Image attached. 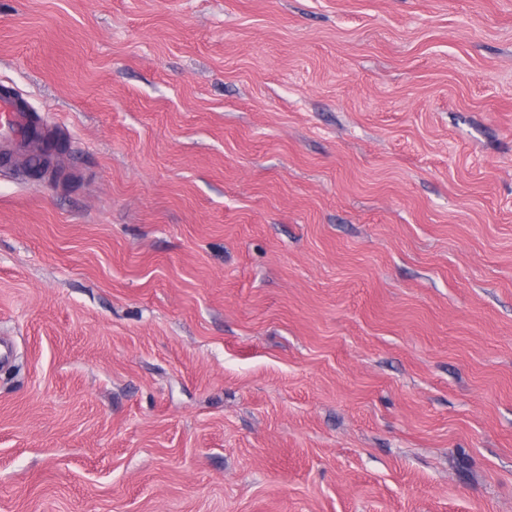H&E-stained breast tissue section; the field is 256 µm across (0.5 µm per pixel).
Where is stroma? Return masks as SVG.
<instances>
[{
	"mask_svg": "<svg viewBox=\"0 0 512 512\" xmlns=\"http://www.w3.org/2000/svg\"><path fill=\"white\" fill-rule=\"evenodd\" d=\"M0 512H512V0H0ZM32 124L31 112L17 95L0 93V159L10 162L31 147Z\"/></svg>",
	"mask_w": 512,
	"mask_h": 512,
	"instance_id": "stroma-1",
	"label": "stroma"
}]
</instances>
